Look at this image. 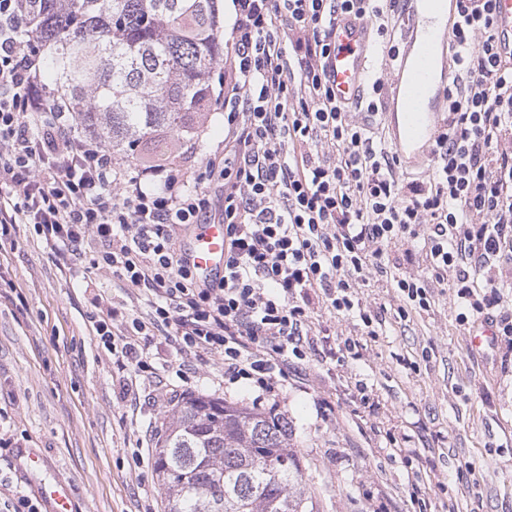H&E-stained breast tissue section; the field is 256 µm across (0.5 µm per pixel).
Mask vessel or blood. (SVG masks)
<instances>
[{
  "label": "vessel or blood",
  "instance_id": "1",
  "mask_svg": "<svg viewBox=\"0 0 512 512\" xmlns=\"http://www.w3.org/2000/svg\"><path fill=\"white\" fill-rule=\"evenodd\" d=\"M454 13L453 0H408L407 29L392 69L389 120L394 150L409 161L427 154L442 127L451 27L437 28L433 21ZM493 21L501 39L512 43V0H496ZM335 34L328 74L337 99L353 103L364 93L377 48L368 23L343 16L336 21ZM185 253L202 278L223 276V225H198ZM37 496L48 512H69L72 486L60 479L42 480Z\"/></svg>",
  "mask_w": 512,
  "mask_h": 512
}]
</instances>
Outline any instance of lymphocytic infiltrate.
<instances>
[{"instance_id":"1","label":"lymphocytic infiltrate","mask_w":512,"mask_h":512,"mask_svg":"<svg viewBox=\"0 0 512 512\" xmlns=\"http://www.w3.org/2000/svg\"><path fill=\"white\" fill-rule=\"evenodd\" d=\"M229 68L215 99L224 150L204 168L165 160L133 168L76 133L66 103L43 97V51L29 35L43 0H0V237L33 225L61 269H106L139 294L146 318L116 307L88 319L120 368L156 375L153 336L181 354L222 356L230 381L276 399L311 349L321 305L378 318L360 295L395 289L400 318L427 311L450 283L458 319H494L512 357V54L493 24L496 0H456L454 74L432 172L400 174L374 145L368 120L384 109L382 78L339 102L327 77L337 16L387 36L404 0H232ZM364 121H357V114ZM225 227L224 275L203 283L178 241L195 224ZM421 249L400 269L392 255ZM120 335H113L116 323Z\"/></svg>"}]
</instances>
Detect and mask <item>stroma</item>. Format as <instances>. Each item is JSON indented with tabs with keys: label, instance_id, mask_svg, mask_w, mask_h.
<instances>
[{
	"label": "stroma",
	"instance_id": "35a3bbf8",
	"mask_svg": "<svg viewBox=\"0 0 512 512\" xmlns=\"http://www.w3.org/2000/svg\"><path fill=\"white\" fill-rule=\"evenodd\" d=\"M223 141L224 115L212 109L178 145L200 166ZM0 270V512L35 497L36 477L15 465L20 448L45 459V475L72 484L73 512H164L151 447L180 397L249 406L253 387L225 386L218 356L168 354L170 370L188 369L174 398L157 379L119 370L91 332L92 302L142 316L143 300L116 287L110 272L62 273L31 225H12L0 239ZM362 296L381 326L364 338L360 359L343 368L324 362L325 350L361 327L341 313H315V349L275 403L292 424L316 512H409L416 486L431 512H512V363L470 349L471 329L459 323L447 285L432 288L428 312L405 321L393 289L372 285ZM123 377L132 381L129 402L119 396ZM359 382L378 398L375 410L354 402Z\"/></svg>",
	"mask_w": 512,
	"mask_h": 512
}]
</instances>
